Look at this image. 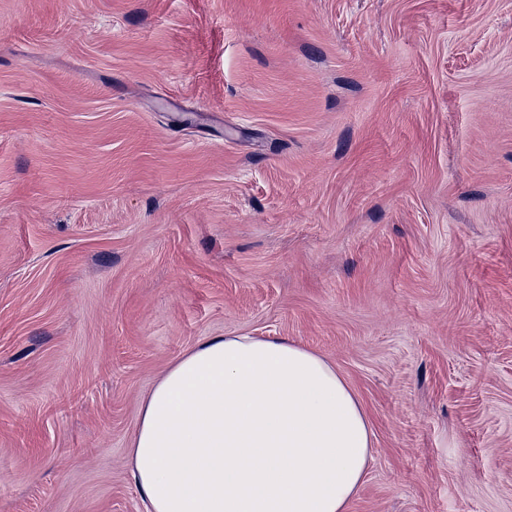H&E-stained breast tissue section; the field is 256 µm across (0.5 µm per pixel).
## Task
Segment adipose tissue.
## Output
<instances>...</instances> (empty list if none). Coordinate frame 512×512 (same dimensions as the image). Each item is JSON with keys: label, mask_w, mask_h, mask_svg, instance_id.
Here are the masks:
<instances>
[{"label": "adipose tissue", "mask_w": 512, "mask_h": 512, "mask_svg": "<svg viewBox=\"0 0 512 512\" xmlns=\"http://www.w3.org/2000/svg\"><path fill=\"white\" fill-rule=\"evenodd\" d=\"M371 448L330 362L284 338L235 335L168 367L129 454L146 512H346Z\"/></svg>", "instance_id": "1"}]
</instances>
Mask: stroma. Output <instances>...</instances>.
Wrapping results in <instances>:
<instances>
[{"label":"stroma","mask_w":512,"mask_h":512,"mask_svg":"<svg viewBox=\"0 0 512 512\" xmlns=\"http://www.w3.org/2000/svg\"><path fill=\"white\" fill-rule=\"evenodd\" d=\"M233 334L359 399L347 512H512V0H0V512H144Z\"/></svg>","instance_id":"stroma-1"}]
</instances>
